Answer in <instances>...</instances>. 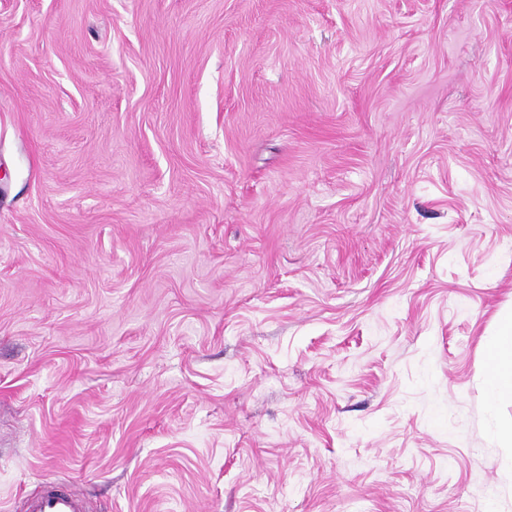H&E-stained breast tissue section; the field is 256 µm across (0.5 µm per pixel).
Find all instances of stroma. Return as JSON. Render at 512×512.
Returning a JSON list of instances; mask_svg holds the SVG:
<instances>
[{
	"label": "stroma",
	"mask_w": 512,
	"mask_h": 512,
	"mask_svg": "<svg viewBox=\"0 0 512 512\" xmlns=\"http://www.w3.org/2000/svg\"><path fill=\"white\" fill-rule=\"evenodd\" d=\"M512 0H0V512H512ZM487 375L485 399L493 410L504 398L512 399V314L501 319L485 344ZM26 512H87L85 501L78 495L55 484H49L43 491L29 499Z\"/></svg>",
	"instance_id": "obj_1"
}]
</instances>
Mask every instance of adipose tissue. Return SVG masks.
<instances>
[{
    "label": "adipose tissue",
    "mask_w": 512,
    "mask_h": 512,
    "mask_svg": "<svg viewBox=\"0 0 512 512\" xmlns=\"http://www.w3.org/2000/svg\"><path fill=\"white\" fill-rule=\"evenodd\" d=\"M487 375L485 399L495 408L505 398H512V314L501 319L485 344Z\"/></svg>",
    "instance_id": "ef3b65f1"
}]
</instances>
